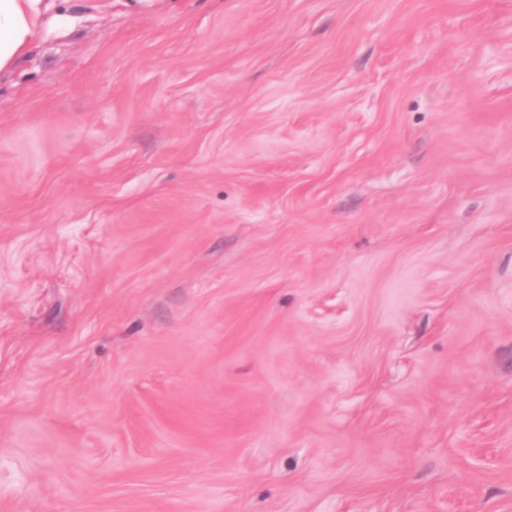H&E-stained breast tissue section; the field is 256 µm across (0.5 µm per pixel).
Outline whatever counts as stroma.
Returning a JSON list of instances; mask_svg holds the SVG:
<instances>
[{
    "label": "stroma",
    "mask_w": 512,
    "mask_h": 512,
    "mask_svg": "<svg viewBox=\"0 0 512 512\" xmlns=\"http://www.w3.org/2000/svg\"><path fill=\"white\" fill-rule=\"evenodd\" d=\"M0 74V512H512V0H61Z\"/></svg>",
    "instance_id": "1"
}]
</instances>
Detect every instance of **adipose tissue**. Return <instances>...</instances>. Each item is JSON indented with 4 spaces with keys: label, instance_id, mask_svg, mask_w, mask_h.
<instances>
[{
    "label": "adipose tissue",
    "instance_id": "adipose-tissue-1",
    "mask_svg": "<svg viewBox=\"0 0 512 512\" xmlns=\"http://www.w3.org/2000/svg\"><path fill=\"white\" fill-rule=\"evenodd\" d=\"M54 5L55 0H0V74L28 53L45 15H52L55 25H65L63 15L53 14Z\"/></svg>",
    "mask_w": 512,
    "mask_h": 512
}]
</instances>
